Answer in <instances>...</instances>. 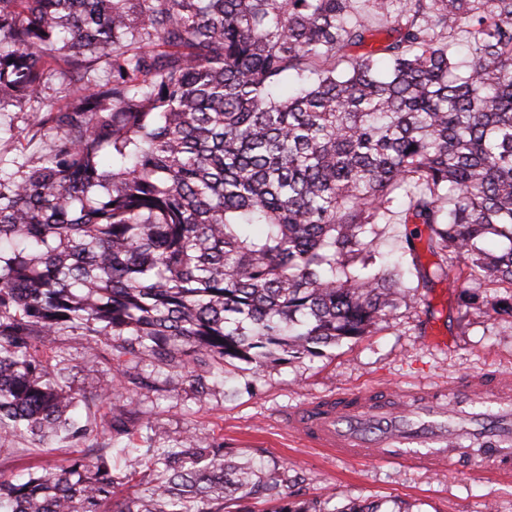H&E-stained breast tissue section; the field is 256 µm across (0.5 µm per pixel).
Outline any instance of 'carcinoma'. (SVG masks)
I'll list each match as a JSON object with an SVG mask.
<instances>
[{"instance_id":"carcinoma-1","label":"carcinoma","mask_w":512,"mask_h":512,"mask_svg":"<svg viewBox=\"0 0 512 512\" xmlns=\"http://www.w3.org/2000/svg\"><path fill=\"white\" fill-rule=\"evenodd\" d=\"M0 0V103L45 97L32 163L0 156V434L40 447L93 432L39 344L112 349V447L0 473V512H378L295 506L288 475L120 405L144 356L200 386L224 364L324 355L452 272L464 301L511 290L512 0ZM381 17L394 38L356 58ZM416 224L388 260L377 240ZM440 258L418 261L417 225ZM501 237L508 246L486 245Z\"/></svg>"}]
</instances>
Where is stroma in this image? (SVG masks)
Returning <instances> with one entry per match:
<instances>
[{
  "mask_svg": "<svg viewBox=\"0 0 512 512\" xmlns=\"http://www.w3.org/2000/svg\"><path fill=\"white\" fill-rule=\"evenodd\" d=\"M37 102L0 109V156H33L44 149L32 138ZM460 282L439 281L421 289L415 306L359 339L326 347L323 358L270 365L255 388H247L246 363H228L233 380L199 395L189 381L128 358L126 365L143 383L125 403L156 426L157 443L171 445L190 434L223 443L237 459L260 461L266 469H287L290 499L303 503L333 495L336 506L373 503L380 512H512V476L489 472L478 459L469 468L428 473L409 463L333 458L309 448L284 426L286 413L323 396L365 389L412 390L448 384L488 372L512 376V319L496 315L489 302L505 289H484L487 304L462 313ZM40 357L64 387L86 397L96 423L83 442L32 447L27 435L0 438V472H38L105 448L111 443L112 406L99 394L112 385V353L90 349L63 331L48 337Z\"/></svg>",
  "mask_w": 512,
  "mask_h": 512,
  "instance_id": "stroma-1",
  "label": "stroma"
}]
</instances>
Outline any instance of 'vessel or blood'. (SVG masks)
Masks as SVG:
<instances>
[{"label": "vessel or blood", "mask_w": 512, "mask_h": 512, "mask_svg": "<svg viewBox=\"0 0 512 512\" xmlns=\"http://www.w3.org/2000/svg\"><path fill=\"white\" fill-rule=\"evenodd\" d=\"M290 432L343 459H389L427 471L473 456L512 474V379L410 392L369 390L318 398L284 417Z\"/></svg>", "instance_id": "obj_1"}]
</instances>
